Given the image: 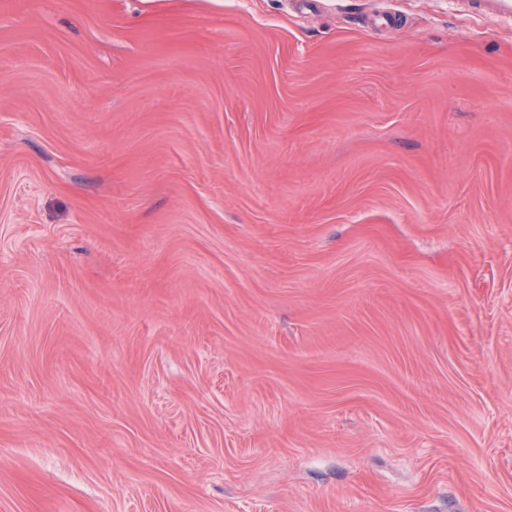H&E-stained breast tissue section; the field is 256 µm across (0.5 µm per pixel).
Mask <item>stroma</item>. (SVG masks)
Instances as JSON below:
<instances>
[{
  "mask_svg": "<svg viewBox=\"0 0 512 512\" xmlns=\"http://www.w3.org/2000/svg\"><path fill=\"white\" fill-rule=\"evenodd\" d=\"M0 512H512V19L0 0Z\"/></svg>",
  "mask_w": 512,
  "mask_h": 512,
  "instance_id": "35a3bbf8",
  "label": "stroma"
}]
</instances>
